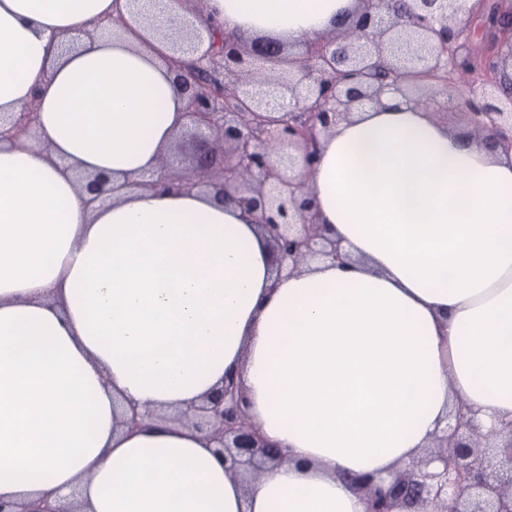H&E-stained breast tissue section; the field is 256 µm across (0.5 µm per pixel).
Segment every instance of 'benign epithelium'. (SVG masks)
<instances>
[{
  "label": "benign epithelium",
  "mask_w": 512,
  "mask_h": 512,
  "mask_svg": "<svg viewBox=\"0 0 512 512\" xmlns=\"http://www.w3.org/2000/svg\"><path fill=\"white\" fill-rule=\"evenodd\" d=\"M338 30L304 42L293 57L278 40L226 37L204 45L200 32L180 22L172 40L192 64L171 73L185 104L180 136L192 142L184 166L161 162L159 172L132 184L158 192H202L232 204L268 240L279 277L303 272L321 260L345 263L338 241L317 222L311 186L319 136L332 132L352 111L377 104L388 91L426 105L430 93L464 80L483 86L458 111L463 130L485 136L492 150L512 151V88L499 79L512 65V40H494L480 68L459 48L479 31H498L500 16L483 17L484 0H361ZM284 65L267 71L269 65ZM37 113L25 106L0 138L20 143ZM109 178L82 182L89 201L109 199ZM175 420L206 434L225 469L260 470L267 461L288 462L271 452L243 407L231 376L200 404ZM434 451L397 472L388 487L368 485L371 512H512V421L487 430L473 414L458 411L433 439ZM0 512H77L70 499L54 505L0 501Z\"/></svg>",
  "instance_id": "1"
}]
</instances>
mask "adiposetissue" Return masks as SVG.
<instances>
[{
  "label": "adipose tissue",
  "instance_id": "1",
  "mask_svg": "<svg viewBox=\"0 0 512 512\" xmlns=\"http://www.w3.org/2000/svg\"><path fill=\"white\" fill-rule=\"evenodd\" d=\"M0 0V499L82 512H369L458 408L512 420V153L388 92L320 140L318 218L350 259L276 278L241 211L132 188L185 121L183 0ZM359 0H207L210 34L294 45ZM109 176L89 202L75 171ZM289 465L242 478L166 420L225 374ZM146 414L129 432L131 411ZM34 107L30 103L25 106L22 112L11 123L10 128L3 129L0 127V138L11 137L17 143H21L24 138L30 133V130L35 123L37 112H33Z\"/></svg>",
  "mask_w": 512,
  "mask_h": 512
}]
</instances>
